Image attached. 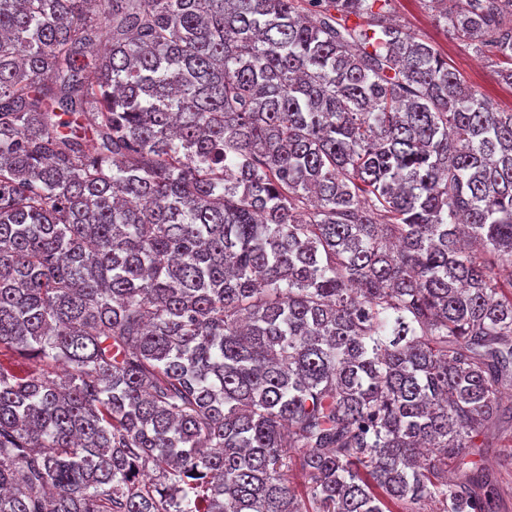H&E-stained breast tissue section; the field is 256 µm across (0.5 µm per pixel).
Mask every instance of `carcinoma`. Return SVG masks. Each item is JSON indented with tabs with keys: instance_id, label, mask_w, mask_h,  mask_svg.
I'll return each mask as SVG.
<instances>
[{
	"instance_id": "obj_1",
	"label": "carcinoma",
	"mask_w": 512,
	"mask_h": 512,
	"mask_svg": "<svg viewBox=\"0 0 512 512\" xmlns=\"http://www.w3.org/2000/svg\"><path fill=\"white\" fill-rule=\"evenodd\" d=\"M388 5L0 0V512H497L512 112Z\"/></svg>"
}]
</instances>
